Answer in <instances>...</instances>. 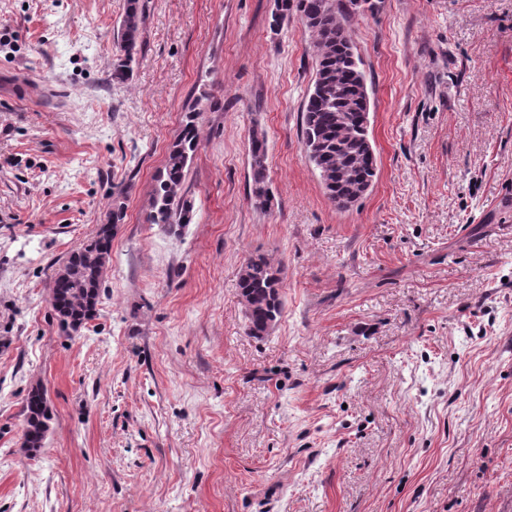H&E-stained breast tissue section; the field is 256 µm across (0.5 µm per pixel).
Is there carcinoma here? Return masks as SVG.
I'll return each instance as SVG.
<instances>
[{
	"label": "carcinoma",
	"instance_id": "1",
	"mask_svg": "<svg viewBox=\"0 0 512 512\" xmlns=\"http://www.w3.org/2000/svg\"><path fill=\"white\" fill-rule=\"evenodd\" d=\"M363 0H349L340 6L336 0H275L273 26L297 14L314 34L316 73L302 110L303 147L308 161L318 171L330 202L345 210L359 198V192L373 185L377 162L369 139V127L362 116L370 113V94L362 59L354 50L349 33L351 10H359ZM145 20L141 0H127L117 41L120 58L114 78L122 79L131 70L137 40ZM199 145L196 114L186 121L173 143L157 185L147 224H189L194 206L183 193L187 163ZM251 185L249 200L253 207L268 211L272 195L268 186L266 135L256 129L250 137ZM112 247V226H104L89 243L75 251L66 265L69 279H54L53 309L74 328L94 317L99 302L101 274ZM282 269L263 255L248 258L238 281L241 304L248 329L253 336L266 334L283 310ZM27 447H42L50 413L43 393L37 391L24 405Z\"/></svg>",
	"mask_w": 512,
	"mask_h": 512
}]
</instances>
